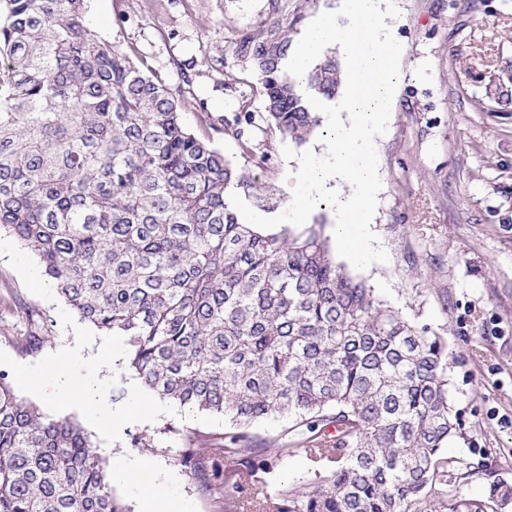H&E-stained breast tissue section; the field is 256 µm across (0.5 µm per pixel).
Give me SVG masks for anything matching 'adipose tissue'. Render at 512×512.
<instances>
[{
	"label": "adipose tissue",
	"instance_id": "ef3b65f1",
	"mask_svg": "<svg viewBox=\"0 0 512 512\" xmlns=\"http://www.w3.org/2000/svg\"><path fill=\"white\" fill-rule=\"evenodd\" d=\"M391 0H339L350 14L355 40L329 20H320L306 31L297 51L288 59L290 72L307 73L325 48L336 43L348 49L343 90L330 101L315 102L323 124L333 133L326 154L308 156L297 171L288 174V206L303 218L317 199L341 198L334 233L350 259L364 265L378 251L368 231L372 204L380 189L381 174L367 163L375 140L388 119V102L395 96L391 82L400 46L388 17ZM111 347L74 331L69 342L52 353L48 365L27 378L29 390L46 395L57 406L85 409L92 422L105 430L120 431L146 418L169 412L163 401L136 396L109 408L99 403L100 373L110 360Z\"/></svg>",
	"mask_w": 512,
	"mask_h": 512
}]
</instances>
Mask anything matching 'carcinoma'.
I'll return each mask as SVG.
<instances>
[{
	"label": "carcinoma",
	"instance_id": "1",
	"mask_svg": "<svg viewBox=\"0 0 512 512\" xmlns=\"http://www.w3.org/2000/svg\"><path fill=\"white\" fill-rule=\"evenodd\" d=\"M308 0H268L235 38L264 112L208 115L254 165L275 131L302 145L321 126L309 96L333 99L334 56L305 80L284 67ZM250 184L189 130L179 95L107 45L87 0H0V226L39 260L79 318L121 336L141 386L228 421L224 445L190 430L180 462L197 486L264 512L262 475L296 454L331 463L272 512H486L448 497L460 429L448 341L402 316L336 262L323 225L277 233L239 222ZM288 419L276 435L251 426ZM0 512H126L86 430L44 414L0 372Z\"/></svg>",
	"mask_w": 512,
	"mask_h": 512
}]
</instances>
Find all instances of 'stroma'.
<instances>
[{
  "label": "stroma",
  "instance_id": "obj_1",
  "mask_svg": "<svg viewBox=\"0 0 512 512\" xmlns=\"http://www.w3.org/2000/svg\"><path fill=\"white\" fill-rule=\"evenodd\" d=\"M128 23L117 26L115 15ZM266 0H90L89 13L102 40L112 47L136 51L171 88L182 86L180 62L196 60L192 94L181 107L191 130L209 134L213 143L251 182L270 187L272 196L256 201L246 189L234 192L236 203L264 213L263 231L291 225L284 189L287 168L309 153H323L331 135H317L296 145L270 133L273 164L255 168L238 144L223 132L210 131L207 114L233 111L238 97L251 98L255 75L237 65L233 38L266 17ZM395 36L403 52L395 77L384 134L369 161L383 181L370 230L379 241L380 257L369 264H348L352 275L366 281L376 295L418 324L448 340V382L461 429L444 449L467 476L451 481L456 495L488 501L494 484L512 485V103L486 112L473 102L493 77L512 66V0H396ZM223 58L224 68L204 65V58ZM236 79L225 91L224 75ZM207 104L199 112L197 100ZM0 369L8 372L20 396L28 391L22 370L38 371L60 346L62 323L72 310L45 281L30 258L29 270L11 262L22 252L20 241L0 229ZM24 300L38 313L35 323L18 318L14 305ZM36 335L43 344L20 353V337ZM221 439L229 426L223 418L184 410L147 424H134L117 435L93 433L108 465L131 453L158 460L175 482L163 492L185 502L188 512H223L214 497L202 493L179 461L185 429ZM154 436L153 448L133 449L142 432ZM325 464L303 455L277 461L267 475L269 491L303 486L327 474Z\"/></svg>",
  "mask_w": 512,
  "mask_h": 512
}]
</instances>
